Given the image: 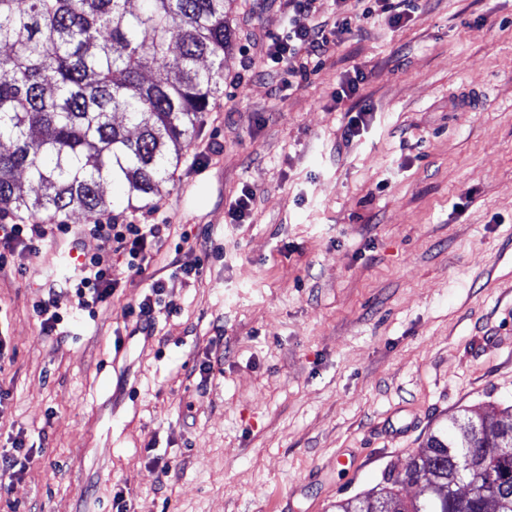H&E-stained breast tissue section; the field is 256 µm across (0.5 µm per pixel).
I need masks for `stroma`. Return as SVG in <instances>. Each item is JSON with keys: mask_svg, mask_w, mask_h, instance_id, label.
<instances>
[{"mask_svg": "<svg viewBox=\"0 0 512 512\" xmlns=\"http://www.w3.org/2000/svg\"><path fill=\"white\" fill-rule=\"evenodd\" d=\"M228 21L224 91L181 164L149 204L112 209L171 224L146 270L113 256L112 297L91 317L60 296L49 337L32 305L69 274L67 242L0 272V447L33 456L0 512H114L118 490L130 512H332L450 417L512 404V0H413L399 26L333 40L294 89L262 52L284 0H233ZM245 187L253 209L229 223ZM153 278L174 309L148 333L126 308ZM211 357L224 372L203 393Z\"/></svg>", "mask_w": 512, "mask_h": 512, "instance_id": "35a3bbf8", "label": "stroma"}]
</instances>
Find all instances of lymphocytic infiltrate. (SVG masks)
I'll use <instances>...</instances> for the list:
<instances>
[{"label":"lymphocytic infiltrate","mask_w":512,"mask_h":512,"mask_svg":"<svg viewBox=\"0 0 512 512\" xmlns=\"http://www.w3.org/2000/svg\"><path fill=\"white\" fill-rule=\"evenodd\" d=\"M317 0H288L292 16L288 28L270 37L267 59L273 70L286 71L295 82L308 79L311 68L309 57H322L330 45L325 27L315 23ZM307 52V61H298L299 52ZM171 234L167 224L118 223L112 217H103L88 224H46L38 220L26 224H0V272L4 271L11 256H39L44 247L58 239L70 240L79 245L88 236L102 241L104 250L99 254H87L73 262L72 272L61 280L45 282L46 299L33 307L40 331L45 336H55L63 323L57 311V296L70 294L76 300L79 311L95 314L97 306L112 296L121 282L120 273L112 265L111 253L128 258L129 269L143 270L152 258L154 248L162 246Z\"/></svg>","instance_id":"lymphocytic-infiltrate-1"}]
</instances>
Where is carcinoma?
Instances as JSON below:
<instances>
[{
	"label": "carcinoma",
	"mask_w": 512,
	"mask_h": 512,
	"mask_svg": "<svg viewBox=\"0 0 512 512\" xmlns=\"http://www.w3.org/2000/svg\"><path fill=\"white\" fill-rule=\"evenodd\" d=\"M230 2L140 0L134 11L130 0H0V214L60 224L108 211L107 184L129 201L156 194L224 88ZM151 66L160 77L147 81ZM451 423L459 435L430 434L404 473L336 512H512V406ZM402 483L422 498H401Z\"/></svg>",
	"instance_id": "cac0c4a2"
}]
</instances>
